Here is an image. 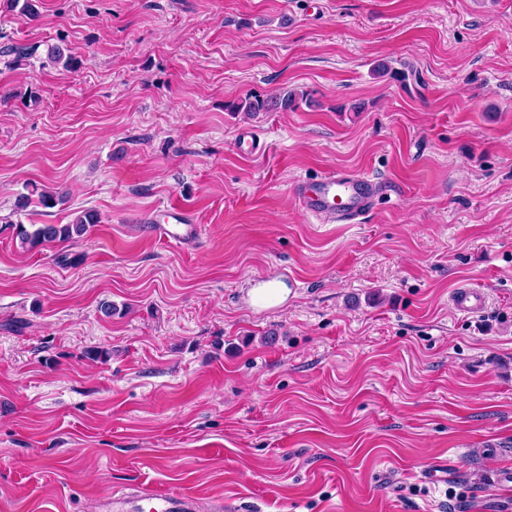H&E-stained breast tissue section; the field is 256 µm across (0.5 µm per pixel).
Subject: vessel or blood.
Segmentation results:
<instances>
[{
  "instance_id": "1",
  "label": "vessel or blood",
  "mask_w": 512,
  "mask_h": 512,
  "mask_svg": "<svg viewBox=\"0 0 512 512\" xmlns=\"http://www.w3.org/2000/svg\"><path fill=\"white\" fill-rule=\"evenodd\" d=\"M292 192L303 212L343 223L371 209L380 195V185L360 174L337 171L298 180ZM165 216L166 223L155 226L154 231L167 242L177 245L198 237L199 227L185 211L169 208ZM450 300L457 311L470 316L483 313L488 304L483 291L466 286L455 289ZM110 508L112 512H193L195 503L190 496L171 490L133 498L120 494L113 497Z\"/></svg>"
}]
</instances>
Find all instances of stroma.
<instances>
[{
  "label": "stroma",
  "instance_id": "1",
  "mask_svg": "<svg viewBox=\"0 0 512 512\" xmlns=\"http://www.w3.org/2000/svg\"><path fill=\"white\" fill-rule=\"evenodd\" d=\"M39 10L0 11L31 50L0 56V512L144 487L197 512H512V0ZM282 90L292 109H226ZM336 170L386 185L359 222L294 201ZM35 189L64 200L17 210ZM170 205L200 228L179 248L150 231ZM87 210L76 242L16 235ZM271 278L287 301L255 308ZM450 300L457 311L470 316L483 313L488 304L483 291L466 286L455 289Z\"/></svg>",
  "mask_w": 512,
  "mask_h": 512
}]
</instances>
